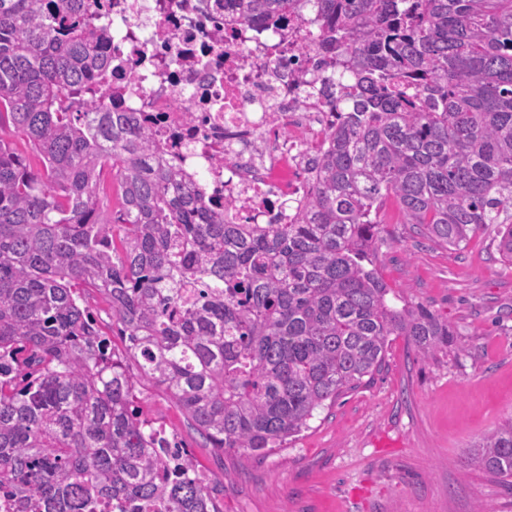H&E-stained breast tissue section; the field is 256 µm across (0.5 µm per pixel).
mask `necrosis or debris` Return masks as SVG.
<instances>
[{"instance_id": "1", "label": "necrosis or debris", "mask_w": 512, "mask_h": 512, "mask_svg": "<svg viewBox=\"0 0 512 512\" xmlns=\"http://www.w3.org/2000/svg\"><path fill=\"white\" fill-rule=\"evenodd\" d=\"M107 30V109L150 131L182 188L228 224H292L336 112L296 23L260 31L222 0H84Z\"/></svg>"}]
</instances>
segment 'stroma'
<instances>
[{
  "label": "stroma",
  "instance_id": "stroma-1",
  "mask_svg": "<svg viewBox=\"0 0 512 512\" xmlns=\"http://www.w3.org/2000/svg\"><path fill=\"white\" fill-rule=\"evenodd\" d=\"M370 258L397 305L448 320L454 346L426 358L392 337L374 382L319 410L263 457L212 448L164 389L137 388L143 418L186 444L220 512H512V491L468 460L512 418V267L485 229L453 249L404 223L386 199Z\"/></svg>",
  "mask_w": 512,
  "mask_h": 512
}]
</instances>
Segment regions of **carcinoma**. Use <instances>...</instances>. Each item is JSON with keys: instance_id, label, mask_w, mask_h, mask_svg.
I'll use <instances>...</instances> for the list:
<instances>
[{"instance_id": "carcinoma-1", "label": "carcinoma", "mask_w": 512, "mask_h": 512, "mask_svg": "<svg viewBox=\"0 0 512 512\" xmlns=\"http://www.w3.org/2000/svg\"><path fill=\"white\" fill-rule=\"evenodd\" d=\"M310 48L339 123L294 224H226L175 191L150 134L106 111L107 35L82 0H0V508L220 512L187 450L142 418L138 377L85 292L214 448L283 446L374 380L392 336L432 357L448 322L389 304L366 267L378 211L457 248L495 224L512 266V0H224ZM119 184L108 208L106 175ZM512 485V421L471 449ZM86 297L97 314L99 329L112 340L115 352L126 355V345L129 343L125 336H118L119 325L112 318V308L110 305L95 291L89 290Z\"/></svg>"}]
</instances>
